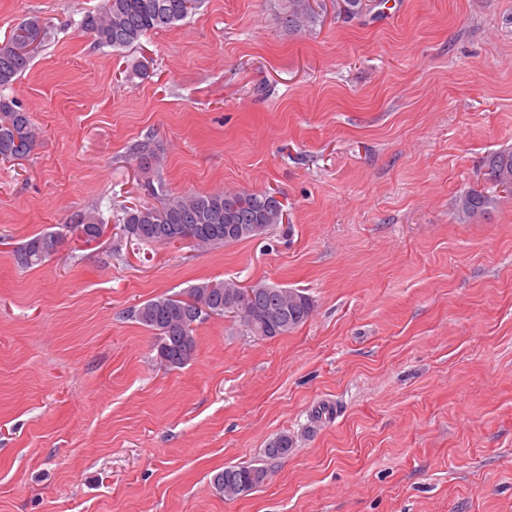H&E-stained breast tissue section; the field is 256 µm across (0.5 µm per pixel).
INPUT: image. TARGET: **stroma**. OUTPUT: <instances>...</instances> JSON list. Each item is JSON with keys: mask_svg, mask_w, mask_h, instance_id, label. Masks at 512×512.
<instances>
[{"mask_svg": "<svg viewBox=\"0 0 512 512\" xmlns=\"http://www.w3.org/2000/svg\"><path fill=\"white\" fill-rule=\"evenodd\" d=\"M100 3L0 0V42L51 30L5 90L38 139L0 161V512H512V196L456 210L512 149V0H322L309 31L277 0H201L132 49L82 31ZM157 178L275 191L288 218L208 250L117 238ZM93 209L103 236L17 267ZM206 279L315 308L266 340L208 319L165 367L133 310ZM283 433L293 453L266 459ZM249 463L261 488L215 493ZM498 202L497 195L484 190L469 189L462 192L457 199L458 218L464 223H479L497 207ZM62 234L55 231L43 232L27 240L14 254L18 267L31 268L42 264L50 257L51 251L60 246ZM268 479L266 467L258 464L227 466L213 475L211 486L226 500H234L245 493L261 487Z\"/></svg>", "mask_w": 512, "mask_h": 512, "instance_id": "stroma-1", "label": "stroma"}]
</instances>
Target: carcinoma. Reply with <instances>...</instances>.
Instances as JSON below:
<instances>
[{"instance_id": "carcinoma-1", "label": "carcinoma", "mask_w": 512, "mask_h": 512, "mask_svg": "<svg viewBox=\"0 0 512 512\" xmlns=\"http://www.w3.org/2000/svg\"><path fill=\"white\" fill-rule=\"evenodd\" d=\"M282 19L292 31L315 28L321 14L314 0H279ZM199 0H101L100 6L82 17L80 26L100 47L131 48L150 34L166 30L184 20L197 8ZM50 29L38 17L16 26L0 43V87L6 88L27 71L32 52L44 43ZM36 144L33 120L14 98L0 95V160H19ZM139 166L150 171L157 155L146 143L135 147ZM488 175L500 192L512 195V150L490 154ZM148 192L159 204L133 206L118 219L120 234L137 243L170 245L189 242L198 247H220L254 237L252 226L265 231L283 223V204L271 191H217L175 195L163 182H147ZM497 196L469 189L457 199V215L464 223H478L498 205ZM100 213H84L69 231L89 242L99 235ZM62 234L49 231L35 235L14 254L18 267L39 265L60 246ZM314 310L312 298L300 291L282 288L264 280L239 291L233 279L209 280L184 292L159 294L134 310L133 317L154 335V349L160 360H171L169 367L186 366L195 355L197 326L210 318L233 315L244 330L261 339L286 336L304 325ZM294 451L293 438L281 434L264 449L268 459L284 457ZM268 479L266 467L258 464L227 466L213 475L211 486L226 500L247 490L261 487Z\"/></svg>"}]
</instances>
